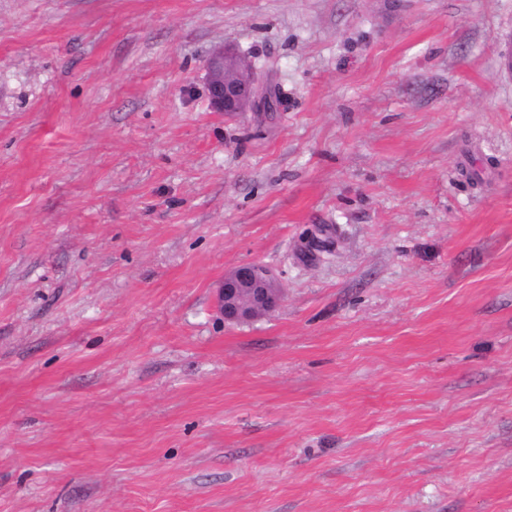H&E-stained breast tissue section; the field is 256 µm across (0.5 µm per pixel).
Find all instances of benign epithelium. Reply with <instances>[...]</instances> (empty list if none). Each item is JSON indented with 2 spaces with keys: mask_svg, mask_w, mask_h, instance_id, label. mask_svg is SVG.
<instances>
[{
  "mask_svg": "<svg viewBox=\"0 0 512 512\" xmlns=\"http://www.w3.org/2000/svg\"><path fill=\"white\" fill-rule=\"evenodd\" d=\"M204 80L210 104L218 112L254 108L273 111L279 105L277 93L263 86L250 62L229 47L214 50L206 64ZM281 300L274 273L255 262L242 263L226 272L216 294L220 315L233 324L267 315Z\"/></svg>",
  "mask_w": 512,
  "mask_h": 512,
  "instance_id": "1",
  "label": "benign epithelium"
}]
</instances>
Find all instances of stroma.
Listing matches in <instances>:
<instances>
[{
	"mask_svg": "<svg viewBox=\"0 0 512 512\" xmlns=\"http://www.w3.org/2000/svg\"><path fill=\"white\" fill-rule=\"evenodd\" d=\"M222 45L278 110L211 108ZM511 45L512 0H0V512H512ZM246 262L283 301L227 324Z\"/></svg>",
	"mask_w": 512,
	"mask_h": 512,
	"instance_id": "35a3bbf8",
	"label": "stroma"
}]
</instances>
